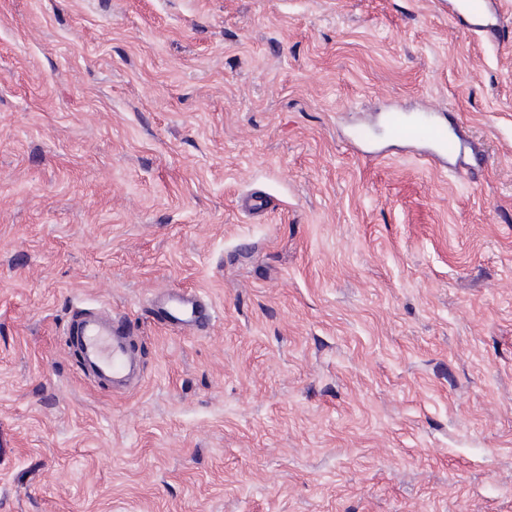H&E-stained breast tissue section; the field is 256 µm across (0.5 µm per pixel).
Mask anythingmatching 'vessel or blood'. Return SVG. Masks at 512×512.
<instances>
[{"label":"vessel or blood","instance_id":"vessel-or-blood-1","mask_svg":"<svg viewBox=\"0 0 512 512\" xmlns=\"http://www.w3.org/2000/svg\"><path fill=\"white\" fill-rule=\"evenodd\" d=\"M450 15L477 38L496 45L512 43V13L505 0H459ZM387 128L394 139L430 145L432 151L426 155V162H445L456 170L465 165L464 140L430 112L414 118L392 111ZM156 302L161 320L184 330L202 332L216 318L215 309L193 293L170 291L158 296ZM65 336L80 347L82 373L96 374L108 386L126 384L133 366V333L125 319L107 323L98 314L77 308L66 325Z\"/></svg>","mask_w":512,"mask_h":512}]
</instances>
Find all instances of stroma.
Segmentation results:
<instances>
[{"label":"stroma","mask_w":512,"mask_h":512,"mask_svg":"<svg viewBox=\"0 0 512 512\" xmlns=\"http://www.w3.org/2000/svg\"><path fill=\"white\" fill-rule=\"evenodd\" d=\"M443 3L0 0V512H512V46ZM447 107L474 170L346 138ZM155 311L169 325L196 333L208 329L215 321L216 311L193 293L168 291L157 297ZM66 344L76 341L80 347L81 371L93 373L109 389L126 384L133 358V333L123 318L106 323L86 308H75L65 328Z\"/></svg>","instance_id":"obj_1"}]
</instances>
